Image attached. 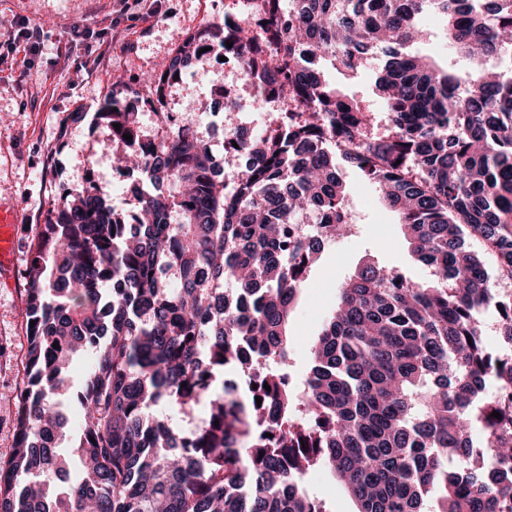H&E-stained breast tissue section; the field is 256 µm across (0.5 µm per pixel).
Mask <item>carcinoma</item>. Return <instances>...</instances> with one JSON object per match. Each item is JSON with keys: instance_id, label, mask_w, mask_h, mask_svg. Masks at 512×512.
Here are the masks:
<instances>
[{"instance_id": "cac0c4a2", "label": "carcinoma", "mask_w": 512, "mask_h": 512, "mask_svg": "<svg viewBox=\"0 0 512 512\" xmlns=\"http://www.w3.org/2000/svg\"><path fill=\"white\" fill-rule=\"evenodd\" d=\"M257 9L261 36L207 24L146 83L162 100L168 77L217 44L241 59L243 87L288 98L265 134L225 131L231 186L190 129L144 137L138 113L117 106L139 92L101 101L117 167L148 181L131 188L130 224L91 183L42 225L0 512H326L303 487L319 464L345 480L355 512H426L433 490L437 512H512V294L494 282L512 280V69L497 63L512 59V0ZM430 9L447 21L446 67L407 51L427 37ZM380 51L381 120L327 76L353 79ZM338 158L378 188L436 280L363 264L298 389L288 359L300 286L352 224ZM468 237L496 255V272ZM226 281L250 301L227 309ZM488 310L500 347L482 334ZM82 354L83 424L64 454L55 396ZM163 404L205 413L188 432L153 412Z\"/></svg>"}]
</instances>
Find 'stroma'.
<instances>
[{"label":"stroma","mask_w":512,"mask_h":512,"mask_svg":"<svg viewBox=\"0 0 512 512\" xmlns=\"http://www.w3.org/2000/svg\"><path fill=\"white\" fill-rule=\"evenodd\" d=\"M240 10L238 0H0V195L17 212L15 282L0 286V459L13 446L12 418L23 375L17 349L24 338L22 289L40 224L62 196L88 183L112 184L111 203L122 213L131 198L113 170V147L104 127L72 123L71 113H94L115 82L139 90L186 36L206 22L222 21ZM89 30L97 46L86 54L73 40L74 28ZM224 66L211 56L195 61L179 83L168 87L166 112L174 124L195 125L205 101L224 88ZM207 135V134H206ZM354 228L327 242L303 284L291 324L290 351L295 375L310 365V347L338 302L341 283L365 262L378 261L406 276L427 280L429 267L412 254L396 218L375 187L356 170L343 169ZM310 495L330 512L355 506L330 469L305 477Z\"/></svg>","instance_id":"obj_1"}]
</instances>
